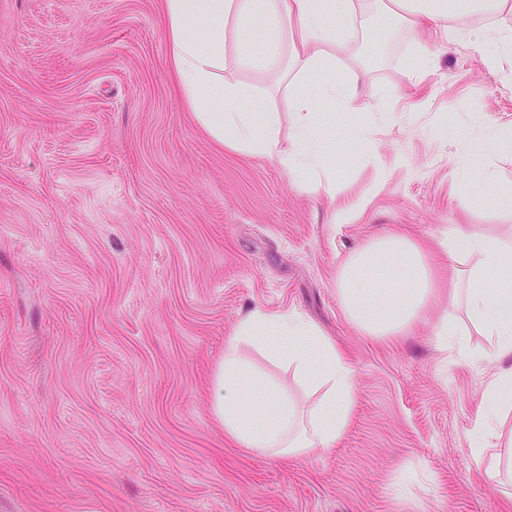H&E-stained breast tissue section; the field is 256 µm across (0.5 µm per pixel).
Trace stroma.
<instances>
[{
	"mask_svg": "<svg viewBox=\"0 0 512 512\" xmlns=\"http://www.w3.org/2000/svg\"><path fill=\"white\" fill-rule=\"evenodd\" d=\"M163 0H0V512H512L471 457L490 365L438 347L440 292L406 336L361 332L336 272L392 229L428 247L460 225L512 244V53L467 36L393 30L372 42L361 95L327 142L321 187L225 151L167 69ZM419 85L407 73L419 54ZM362 124L369 141L343 128ZM335 207V208H336ZM297 309L355 370L356 408L328 454L234 447L214 374L236 323Z\"/></svg>",
	"mask_w": 512,
	"mask_h": 512,
	"instance_id": "obj_1",
	"label": "stroma"
}]
</instances>
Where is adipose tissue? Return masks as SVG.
<instances>
[{"mask_svg":"<svg viewBox=\"0 0 512 512\" xmlns=\"http://www.w3.org/2000/svg\"><path fill=\"white\" fill-rule=\"evenodd\" d=\"M505 10L512 12V0H164L172 79L200 129L219 146L276 160L299 179L330 169L323 135L336 115L318 102L343 105L358 97L357 82L331 72L342 57L362 50L375 15L408 32L444 31L453 19ZM254 16L264 20L258 56L243 49L246 22ZM255 67L288 80V118L270 111L263 93L224 76ZM286 119L296 129L291 140L282 135ZM439 246L454 268L448 297L463 315L436 323L438 342L467 358L466 326L492 341L497 366L471 415L469 439L476 468L496 483L502 463L488 460L486 451L512 447V405L500 398L512 386V247L496 234L465 230ZM336 281L348 319L373 336L406 334L436 295L425 250L397 233L365 243L339 268ZM248 346L287 366L313 401L301 403L287 384L252 371L242 356ZM354 379L342 351L296 310L257 309L225 344L213 413L236 447L286 460L320 455L335 448L352 420Z\"/></svg>","mask_w":512,"mask_h":512,"instance_id":"1","label":"adipose tissue"}]
</instances>
